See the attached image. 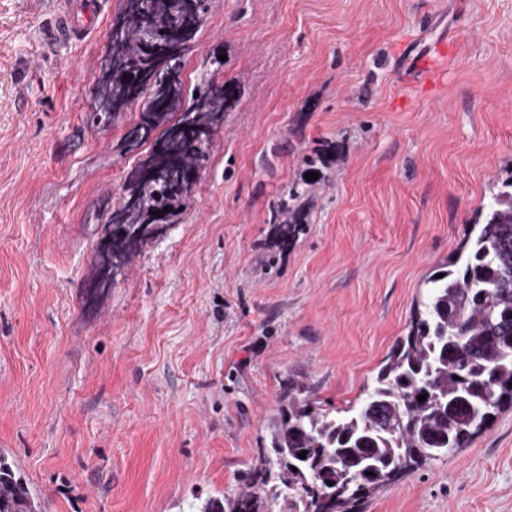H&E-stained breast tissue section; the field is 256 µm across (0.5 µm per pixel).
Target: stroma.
Instances as JSON below:
<instances>
[{
    "instance_id": "obj_1",
    "label": "stroma",
    "mask_w": 512,
    "mask_h": 512,
    "mask_svg": "<svg viewBox=\"0 0 512 512\" xmlns=\"http://www.w3.org/2000/svg\"><path fill=\"white\" fill-rule=\"evenodd\" d=\"M97 32L43 41L53 0H0V451L42 512H186L260 465L283 383L348 406L426 282L512 179V0H213L184 59L241 89L182 219L97 287L137 162L100 127ZM325 178L287 251L267 218ZM353 512H512V408Z\"/></svg>"
}]
</instances>
